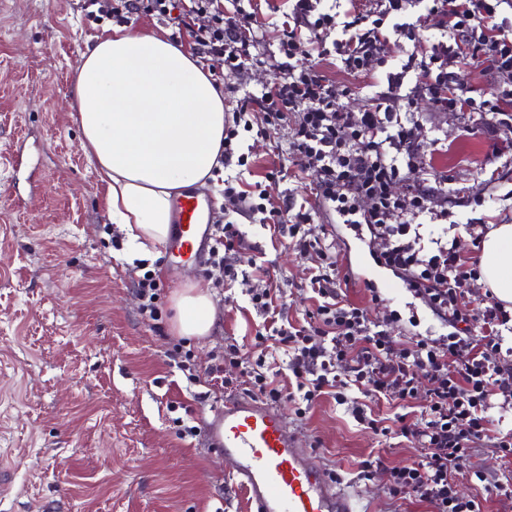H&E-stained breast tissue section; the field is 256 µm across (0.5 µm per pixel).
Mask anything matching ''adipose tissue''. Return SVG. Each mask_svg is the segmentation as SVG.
Instances as JSON below:
<instances>
[{"mask_svg":"<svg viewBox=\"0 0 512 512\" xmlns=\"http://www.w3.org/2000/svg\"><path fill=\"white\" fill-rule=\"evenodd\" d=\"M70 106L112 223L129 242L168 244L172 197L211 177L224 150V95L209 69L181 42L110 24L81 55ZM480 281L512 304V224L488 225ZM174 307L176 335L212 333L216 307L207 289H184Z\"/></svg>","mask_w":512,"mask_h":512,"instance_id":"1","label":"adipose tissue"}]
</instances>
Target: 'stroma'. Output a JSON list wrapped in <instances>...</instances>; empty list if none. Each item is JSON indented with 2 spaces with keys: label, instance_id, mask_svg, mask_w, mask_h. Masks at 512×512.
Returning <instances> with one entry per match:
<instances>
[{
  "label": "stroma",
  "instance_id": "35a3bbf8",
  "mask_svg": "<svg viewBox=\"0 0 512 512\" xmlns=\"http://www.w3.org/2000/svg\"><path fill=\"white\" fill-rule=\"evenodd\" d=\"M253 62L224 78V104L279 82L276 34L287 0H251ZM416 7L404 16L415 39L391 37L385 63L370 73L350 74L336 55L317 50L293 63L313 68L349 93L340 103L360 112L399 72L415 42H438L434 20ZM102 22L88 16L84 0H0V512H247L246 499L228 475L205 429L210 409L251 395L237 369L226 368L233 385L211 374L228 341L242 358L255 360L253 339L262 319L247 295H226L219 269L203 263L175 264L168 250L150 245L148 262L159 280V321L145 319L134 282L139 272L127 239L112 224L105 190L80 148L81 132L69 107L79 52L100 34ZM424 114L419 137L426 172L446 176L449 206L434 234L455 241L461 256L478 257L468 227L512 222V177L490 183L512 162V133L475 112L436 111L415 100ZM289 126L240 132L237 152L246 166L228 168L242 189L273 177L274 197L313 199L316 179L299 174L288 156ZM215 210L213 220L226 217ZM245 244L234 255L251 273V287L278 289L288 317L303 322L314 308L306 288L307 259L288 236L269 230L260 215L231 214ZM316 236L333 240L347 283L340 289L366 306L371 317L388 318L394 335L408 344L451 334L424 303L400 288L399 275L380 267L378 244L357 238L328 208L311 212ZM273 268L272 278L254 276L255 266ZM199 282L215 296L217 322L211 336L196 341L174 335L175 293ZM187 353V368L169 354ZM302 447L312 449L327 475L350 490L358 512H430L414 498L390 495L384 468L416 460L414 443L358 424L346 406L320 398L298 417L281 407ZM195 427L192 436L184 427ZM369 477H360L363 462ZM470 463L482 479L457 475L458 490L476 495L483 512H512V500L496 496L489 483L512 474V456L475 449Z\"/></svg>",
  "mask_w": 512,
  "mask_h": 512
}]
</instances>
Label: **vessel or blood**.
<instances>
[{
	"mask_svg": "<svg viewBox=\"0 0 512 512\" xmlns=\"http://www.w3.org/2000/svg\"><path fill=\"white\" fill-rule=\"evenodd\" d=\"M214 206L211 196L196 192L177 199L169 243L174 257L202 261L212 238ZM206 430L229 474L239 480L250 512H357L354 497L326 476L279 410L242 397L215 408Z\"/></svg>",
	"mask_w": 512,
	"mask_h": 512,
	"instance_id": "obj_1",
	"label": "vessel or blood"
}]
</instances>
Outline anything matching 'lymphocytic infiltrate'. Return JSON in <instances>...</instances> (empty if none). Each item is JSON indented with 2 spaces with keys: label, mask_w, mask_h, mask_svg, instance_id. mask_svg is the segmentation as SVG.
<instances>
[{
  "label": "lymphocytic infiltrate",
  "mask_w": 512,
  "mask_h": 512,
  "mask_svg": "<svg viewBox=\"0 0 512 512\" xmlns=\"http://www.w3.org/2000/svg\"><path fill=\"white\" fill-rule=\"evenodd\" d=\"M421 0H380V9L363 14L345 11L344 21L321 11V0H290L287 23L277 34L278 51L285 57L284 76L255 101H243L224 127L221 165L245 166L233 142L254 123L291 124L288 151L300 172L316 177V195L331 204L342 223L366 227L382 246L380 264L399 274L438 318L454 328L440 340L422 339L409 346L391 335L386 322L369 317L366 308L337 291L340 271L334 244L313 235L310 215L279 204L268 188L241 189L224 181V209L262 214L264 223L287 228L300 256L315 258L307 281L316 301L306 325L295 326L286 310L275 305L270 289H249L250 302L263 314L254 346L259 355L245 363L236 345H226L212 373L232 366L246 375L258 395L271 403H293L305 416L322 396L345 404V389L368 398L383 397L410 404L417 395L426 403L419 412L397 416L401 436L417 442L418 461L385 468L387 488L395 496L411 495L432 512H482L477 497L460 494L452 472L461 470L475 444L485 443L503 455L512 454V432H501L492 412L512 406V347L503 348L502 329L512 314L485 293L483 308L472 307L468 295L479 277L456 247L442 238H424L417 219L448 217V192L418 179L420 118L395 105L407 71H414L410 97H427L436 111L459 110L503 116L512 109V86L498 87L479 100L458 85L460 65L512 71V22L502 20L500 8L512 0H432L429 15L438 20L444 39L417 45L403 71L388 73L387 89L369 107L351 112L340 105L345 92L313 69L297 68L293 60L308 42L332 45L352 74L381 64V51L391 35H410L409 23L395 17ZM100 16L125 22L127 9L144 14H176L178 29L188 32L198 57L223 59L226 76L250 60V42L242 25L250 19L242 7L225 15L223 0H87ZM207 26L193 28L195 17ZM339 39H331L332 31ZM405 184L396 193V184ZM244 243L237 224L215 227L209 263L233 287L239 272L232 255Z\"/></svg>",
  "instance_id": "lymphocytic-infiltrate-1"
}]
</instances>
